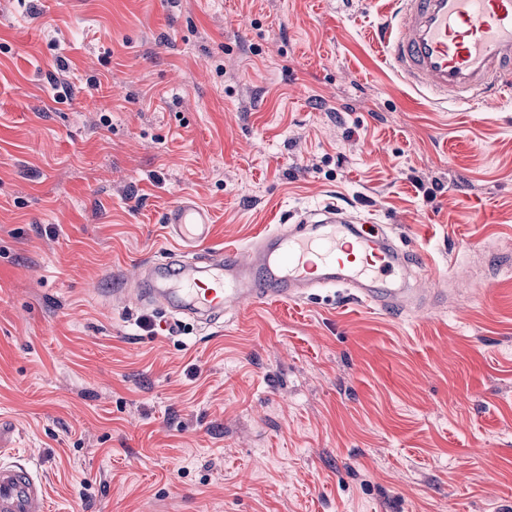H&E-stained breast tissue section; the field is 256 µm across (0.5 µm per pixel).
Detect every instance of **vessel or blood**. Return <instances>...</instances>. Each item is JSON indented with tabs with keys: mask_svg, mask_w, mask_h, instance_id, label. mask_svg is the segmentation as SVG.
<instances>
[{
	"mask_svg": "<svg viewBox=\"0 0 512 512\" xmlns=\"http://www.w3.org/2000/svg\"><path fill=\"white\" fill-rule=\"evenodd\" d=\"M394 28L383 35L397 76L439 101L462 107L512 96V0H399ZM169 234L187 253L148 265L138 306L208 324L253 303L296 300L316 288H347L357 299L393 307L402 291L383 278L406 271V252L390 233L369 234L337 206L305 211L247 251L200 252L213 236L211 212L191 198L164 214ZM41 481L24 464L0 462V512H47Z\"/></svg>",
	"mask_w": 512,
	"mask_h": 512,
	"instance_id": "1",
	"label": "vessel or blood"
}]
</instances>
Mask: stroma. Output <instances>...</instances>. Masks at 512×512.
I'll list each match as a JSON object with an SVG mask.
<instances>
[{
    "mask_svg": "<svg viewBox=\"0 0 512 512\" xmlns=\"http://www.w3.org/2000/svg\"><path fill=\"white\" fill-rule=\"evenodd\" d=\"M396 10L0 0V447L49 512H512V98L409 87ZM181 195L216 248L341 206L446 297L169 330L131 293Z\"/></svg>",
    "mask_w": 512,
    "mask_h": 512,
    "instance_id": "1",
    "label": "stroma"
}]
</instances>
